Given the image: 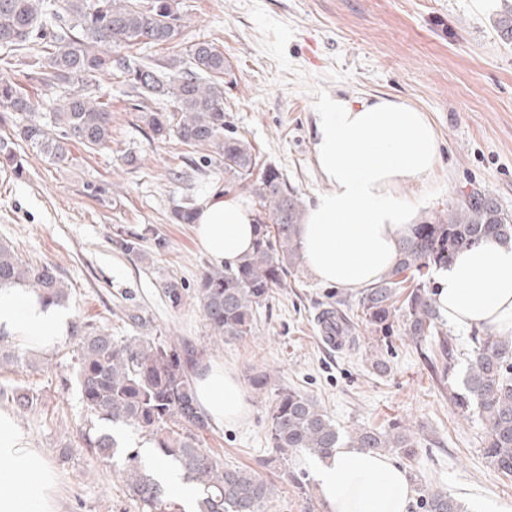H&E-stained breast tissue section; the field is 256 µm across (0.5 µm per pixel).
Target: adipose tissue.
<instances>
[{"label":"adipose tissue","instance_id":"obj_1","mask_svg":"<svg viewBox=\"0 0 512 512\" xmlns=\"http://www.w3.org/2000/svg\"><path fill=\"white\" fill-rule=\"evenodd\" d=\"M316 165L330 188L297 227L305 265L320 282L347 290L372 287L394 268L415 215L398 188L425 182L438 142L424 112L406 102L343 98L321 105L314 143ZM256 214L233 193H210L194 215L195 240L219 267L251 251ZM436 300L450 326L512 330V242L496 240L460 252L436 275ZM72 314L13 284L0 286V335L35 351L54 350L68 335ZM201 407L218 423L249 413L245 392L224 365L203 363L195 377ZM330 512H407L413 491L391 456L340 448L315 471ZM56 475L33 448L14 414L0 409V512H56Z\"/></svg>","mask_w":512,"mask_h":512}]
</instances>
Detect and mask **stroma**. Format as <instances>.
I'll return each mask as SVG.
<instances>
[{
  "label": "stroma",
  "instance_id": "1",
  "mask_svg": "<svg viewBox=\"0 0 512 512\" xmlns=\"http://www.w3.org/2000/svg\"><path fill=\"white\" fill-rule=\"evenodd\" d=\"M501 0H181L180 42L145 44L141 56L164 63L186 43L210 41L232 67L224 77V110L238 134L255 146L312 206L329 185L313 152L320 104L341 97L361 102L390 96L426 112L439 161L423 183L401 186L403 203L419 221L432 220L462 195H493L512 213V45L498 39L493 18ZM95 93L112 110V144L93 153L73 146L76 165L52 164L20 145L27 172L0 168V242L31 264H49L70 293L73 317L112 335L164 336L194 343L206 359L224 364L251 405L247 419L217 424L203 445L224 464L256 471L274 491L263 512H328L314 478L313 456L273 448L267 417L271 395L250 379L265 371L277 384L313 398L340 431L370 427L409 430L417 442L401 466L412 482L448 491L469 512H512V477L483 454L487 430L463 417L449 398L474 357L472 334L449 329L454 354L447 376L435 373L410 341L402 317L387 338L356 325L353 343L329 348L317 316L357 296L319 283L302 266L257 315L253 335L213 336L196 289L211 261L193 227L174 209L224 190V169L205 163L202 149L148 139L135 99L114 75H101ZM136 165H127L126 153ZM105 187L89 196L86 184ZM122 232L143 237L141 255L115 250ZM175 279L179 306L161 292ZM141 310L144 326L129 322ZM74 346L62 341L34 366L0 369V386L37 396L14 411L34 448L60 476L58 512H137L120 475L122 459L97 463L87 450V411L74 381ZM383 359L385 369L374 366Z\"/></svg>",
  "mask_w": 512,
  "mask_h": 512
}]
</instances>
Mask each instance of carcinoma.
I'll use <instances>...</instances> for the list:
<instances>
[{
  "instance_id": "cac0c4a2",
  "label": "carcinoma",
  "mask_w": 512,
  "mask_h": 512,
  "mask_svg": "<svg viewBox=\"0 0 512 512\" xmlns=\"http://www.w3.org/2000/svg\"><path fill=\"white\" fill-rule=\"evenodd\" d=\"M0 0V55L27 67L25 80L59 91L49 119L34 116V104L24 84L0 77V125L12 133L0 136V163L15 176L26 172L17 151L24 142L55 164L71 165L68 148L77 142L95 150L112 142V112L92 99L98 76L112 74L137 94L140 122L154 142L173 137L209 151L207 162L224 167V183L248 194L264 213L253 250L233 268L208 270L200 278L196 297L212 335L249 336L256 312L287 284L301 259L295 226L303 223V202L276 168L260 164L252 143L237 134L224 110V74L231 69L224 51L212 42L189 44L184 55L162 66L138 61L131 50L142 44H168L180 39L179 0ZM500 40L512 43V5L496 16ZM82 84V92L70 89ZM165 100L170 109L160 110ZM512 239V214L489 194L474 192L425 224L415 225L400 247L392 272L357 300L361 320L376 333L388 335L393 318H405L406 335L433 356L452 359L453 346L441 327L433 287L407 283L423 270L448 267L455 256L484 240ZM141 235L130 232L112 240L123 254L141 252ZM32 289L41 300L62 304L68 298L60 278L48 265H32L6 243H0V284ZM162 294L178 306L183 287L175 280L162 285ZM321 325L343 336L352 334L351 319L340 309L321 314ZM77 380L90 424L85 445L96 460L108 465L121 445L102 430L131 427L152 444L153 453L167 460L184 480L201 491L198 512H260L272 495L271 485L251 470L230 467L203 448L200 435L211 429L193 386V375L204 353L182 342L172 345L159 337L119 339L88 321L72 323ZM475 357L463 389H449L462 415L477 414L485 422L484 455L503 475L512 476V337L475 336ZM26 360L19 349L0 346V368ZM14 405H34L29 393L0 389ZM269 441L284 451H305L321 459L340 447L374 453L415 454V441L405 431L380 432L355 428L340 433L336 424L306 394L275 388L268 414ZM138 512H183L139 452L126 453L122 472ZM421 512H467L464 504L442 489L418 486Z\"/></svg>"
}]
</instances>
